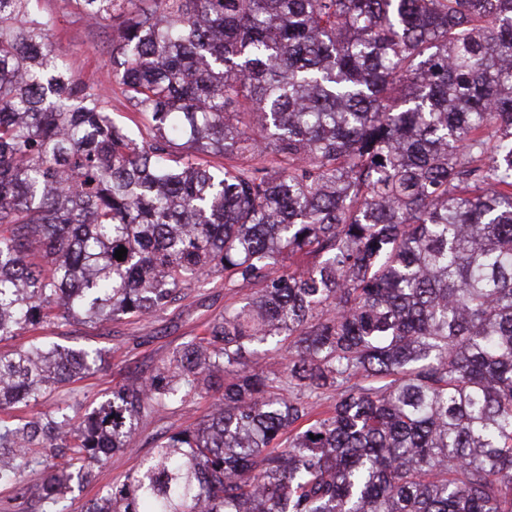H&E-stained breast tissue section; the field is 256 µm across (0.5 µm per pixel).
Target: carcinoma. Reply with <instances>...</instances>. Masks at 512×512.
I'll return each instance as SVG.
<instances>
[{"instance_id":"cac0c4a2","label":"carcinoma","mask_w":512,"mask_h":512,"mask_svg":"<svg viewBox=\"0 0 512 512\" xmlns=\"http://www.w3.org/2000/svg\"><path fill=\"white\" fill-rule=\"evenodd\" d=\"M38 2L0 0V338L248 293L79 425L1 418L0 485L54 452L35 495L68 512L214 391L85 512H512V0H68L144 129ZM101 361L0 355V412ZM44 10L57 17L54 41L61 50L74 75L80 81L94 84L99 102L110 109L112 118L133 125L142 117L133 112L118 92V86L105 77L110 68L108 46L112 41V22L92 25L71 15L63 0H39ZM218 396L191 397L180 405L148 417L142 425L138 446L133 452L117 451L105 458L91 460L89 469L92 471V482L80 489L73 485V491L67 495L71 512H81L83 506L100 497L109 484L122 482L133 474L141 458L151 452L158 439L202 420L209 414Z\"/></svg>"}]
</instances>
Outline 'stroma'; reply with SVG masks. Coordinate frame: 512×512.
<instances>
[{
	"instance_id": "1",
	"label": "stroma",
	"mask_w": 512,
	"mask_h": 512,
	"mask_svg": "<svg viewBox=\"0 0 512 512\" xmlns=\"http://www.w3.org/2000/svg\"><path fill=\"white\" fill-rule=\"evenodd\" d=\"M39 5L56 16L54 41L76 78L95 86L100 103L110 109L115 121L124 124L140 121V114L131 110L120 96L117 85L106 78L110 67L111 23L93 25L78 19L68 12L63 0H40ZM226 303L224 278L216 275L210 278L206 287L185 289L179 301L142 319L121 318L106 324H51L1 339L0 355L26 348L38 338L71 347L97 348L107 355L99 369L75 378L36 403L15 410V417L31 418L51 410L61 399L69 397L76 401L74 416L82 417L85 410L96 407L114 388L130 379L151 374L185 342L203 335L210 322L223 316ZM213 402V396H195L158 412L144 421L134 451H117L92 460L91 483L73 489L67 496L72 512H81L83 506L100 497L109 484L122 482L133 474L141 458L151 452L158 439L198 423L209 414Z\"/></svg>"
}]
</instances>
